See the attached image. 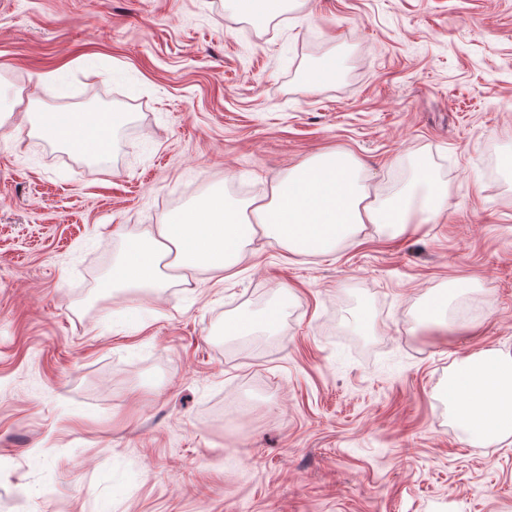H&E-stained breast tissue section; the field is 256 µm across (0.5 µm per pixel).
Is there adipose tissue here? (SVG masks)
I'll return each mask as SVG.
<instances>
[{
    "label": "adipose tissue",
    "mask_w": 512,
    "mask_h": 512,
    "mask_svg": "<svg viewBox=\"0 0 512 512\" xmlns=\"http://www.w3.org/2000/svg\"><path fill=\"white\" fill-rule=\"evenodd\" d=\"M122 112H60L32 121L38 136L99 158ZM447 194L426 159L414 164L413 178L388 198L372 196L361 160L344 151L321 153L289 169L270 187L268 199L228 202L205 196L171 211L155 229L126 233L108 272L115 291L168 287L165 267L191 276H220L241 265L256 238L277 242L299 255L332 252L374 225L390 238L403 237L440 216ZM456 425L479 443L512 437V357L495 349L463 360L442 392Z\"/></svg>",
    "instance_id": "1"
}]
</instances>
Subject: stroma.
Instances as JSON below:
<instances>
[{"mask_svg": "<svg viewBox=\"0 0 512 512\" xmlns=\"http://www.w3.org/2000/svg\"><path fill=\"white\" fill-rule=\"evenodd\" d=\"M18 92L129 118L104 160L0 126V512H512V437L470 444L440 395L512 355V0H0ZM335 149L384 195L427 158L446 211L104 291L126 232ZM449 289L448 331L423 325ZM272 309L232 346L225 321ZM237 8L243 13H261L271 15L279 13L285 0H235Z\"/></svg>", "mask_w": 512, "mask_h": 512, "instance_id": "obj_1", "label": "stroma"}]
</instances>
